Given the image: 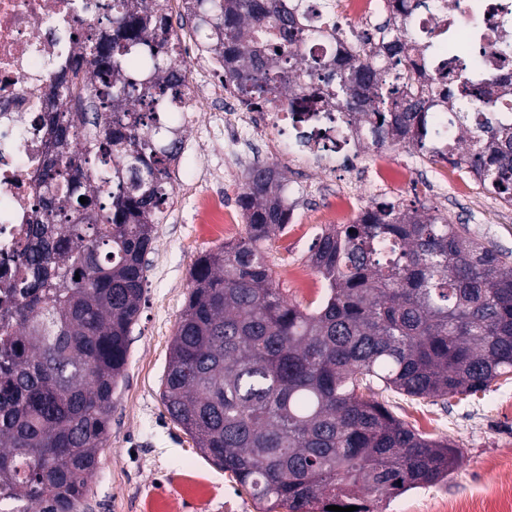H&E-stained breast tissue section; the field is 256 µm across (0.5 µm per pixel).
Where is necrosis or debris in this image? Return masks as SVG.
<instances>
[{"instance_id":"obj_1","label":"necrosis or debris","mask_w":512,"mask_h":512,"mask_svg":"<svg viewBox=\"0 0 512 512\" xmlns=\"http://www.w3.org/2000/svg\"><path fill=\"white\" fill-rule=\"evenodd\" d=\"M76 0H0V258L12 253L24 235L37 203L38 179L47 160L48 131L41 115L50 111L48 92L54 77L67 71L74 44L72 31L89 20H106L112 0H90V11L75 8ZM512 0H486L481 15H474L466 0H450L446 9L415 16L418 27L454 34L467 32L474 39L447 64L428 63L425 77L440 87L451 86L459 70L472 66L512 80V57L495 51L507 34L502 25ZM190 109L185 123H213L224 129V153L245 161L257 138L288 129L291 141L321 173L333 175L353 168L359 144L344 113L325 111L310 100H295L291 111L266 112L254 117L243 105L218 112L222 87L198 84L180 71ZM197 222L210 234L232 239L236 217L223 198L198 200ZM512 512V462L503 465L494 483L475 489L446 512Z\"/></svg>"}]
</instances>
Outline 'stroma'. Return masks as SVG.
I'll list each match as a JSON object with an SVG mask.
<instances>
[{
    "label": "stroma",
    "mask_w": 512,
    "mask_h": 512,
    "mask_svg": "<svg viewBox=\"0 0 512 512\" xmlns=\"http://www.w3.org/2000/svg\"><path fill=\"white\" fill-rule=\"evenodd\" d=\"M190 149L172 184L196 177L194 149L207 147L216 163L224 161V142L212 131L186 130ZM288 183H310L298 192L296 206L306 215L319 207V172L304 165L270 157ZM408 164L422 174L423 190L378 191L366 170L385 164ZM347 187L360 205L391 201L408 209H438L455 224L468 225L473 237L499 249L512 251V207L469 184L465 171L447 162H432L414 149L386 146L363 149L357 171L346 177ZM321 225L300 228L291 224L269 246L274 278L285 298L307 306L320 299L325 281L312 276L308 291L295 288L288 269L311 267L310 255ZM195 222V199L185 196L166 208L155 227L154 247L147 259L144 303L131 333L128 364L112 404L110 436L101 456L98 475L81 512H257L249 491L230 473L214 465L169 417L162 399V381L172 339L184 307L190 269L204 252L223 246ZM512 379L499 378L486 393L447 405L416 400L393 392L379 399L410 426L430 437L453 439L462 450V462L448 481L408 491L382 504V512H425L437 501L468 496L480 483L494 481L492 463L512 452Z\"/></svg>",
    "instance_id": "35a3bbf8"
}]
</instances>
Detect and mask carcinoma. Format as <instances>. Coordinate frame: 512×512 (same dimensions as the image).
Here are the masks:
<instances>
[{
  "label": "carcinoma",
  "instance_id": "carcinoma-1",
  "mask_svg": "<svg viewBox=\"0 0 512 512\" xmlns=\"http://www.w3.org/2000/svg\"><path fill=\"white\" fill-rule=\"evenodd\" d=\"M306 0H194L191 18L224 58V81L252 112L292 96L344 112L375 148L411 146L475 173L512 205V84L494 72L457 77L412 97L411 56L442 46L411 15L442 0H397L375 36L336 27L353 44L341 67L301 24ZM181 43L168 0H112V38L87 27L46 113L54 149L34 224L0 283V505L80 512L106 447L112 397L125 376L187 110ZM448 113L437 145L425 111ZM474 112H487L472 129ZM87 202H79L80 197ZM238 204L245 236L196 258L171 343L162 400L170 418L231 473L259 512L374 505L443 482L462 452L373 398L374 390L448 402L512 375V253L485 245L443 214L376 203L330 224L312 248L326 282L313 309L275 286L265 245L288 224L283 174L257 165ZM80 278H75V275Z\"/></svg>",
  "mask_w": 512,
  "mask_h": 512
}]
</instances>
